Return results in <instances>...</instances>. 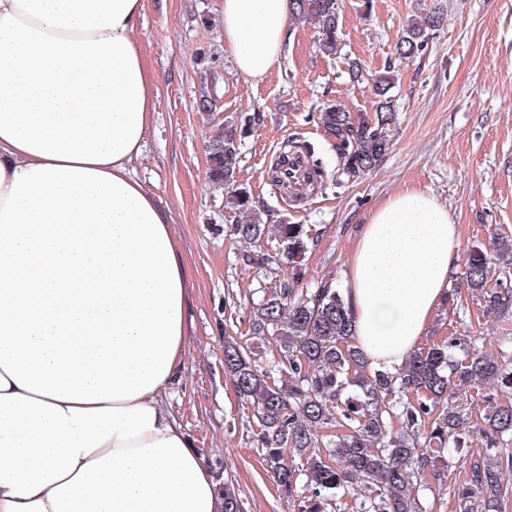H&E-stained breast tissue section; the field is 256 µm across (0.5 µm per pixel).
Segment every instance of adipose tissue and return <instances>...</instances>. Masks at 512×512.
<instances>
[{"label":"adipose tissue","instance_id":"1","mask_svg":"<svg viewBox=\"0 0 512 512\" xmlns=\"http://www.w3.org/2000/svg\"><path fill=\"white\" fill-rule=\"evenodd\" d=\"M144 0H0V512H224L165 396L191 285L173 217L130 170L157 108ZM292 0H224L243 76L275 67ZM458 224L406 189L359 228L352 342L396 368L462 263Z\"/></svg>","mask_w":512,"mask_h":512}]
</instances>
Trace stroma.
I'll return each mask as SVG.
<instances>
[{"mask_svg": "<svg viewBox=\"0 0 512 512\" xmlns=\"http://www.w3.org/2000/svg\"><path fill=\"white\" fill-rule=\"evenodd\" d=\"M341 52L323 55L310 23L293 24L283 54L264 79L240 74L224 48L223 0H145L135 37L158 77V107L133 176L174 219L192 276L191 328L178 383L166 401L215 473L238 493L243 512H299L267 471L249 405L224 373V342L249 331L264 288L286 281L272 236L241 242L232 227L243 215L208 180L207 146L218 128L244 126L238 187L269 223L303 225L308 238L303 285L340 287L359 226L389 196L415 187L445 205L465 247L492 249L512 232V0H340ZM435 15L426 50L406 58L396 43L408 20ZM394 76L391 144L375 168L341 177L336 149L316 120L330 103L374 115L371 74ZM212 98V111L199 106ZM306 148L320 174L293 205L270 179L280 152ZM479 337L485 349L512 355V313L486 314L482 297L441 307L429 341ZM467 454H447L445 484L427 480L425 512H463L456 495L474 460L512 455V439L488 450L481 431Z\"/></svg>", "mask_w": 512, "mask_h": 512, "instance_id": "1", "label": "stroma"}]
</instances>
